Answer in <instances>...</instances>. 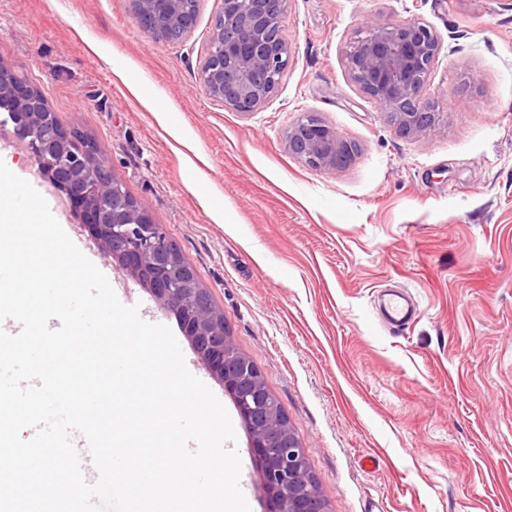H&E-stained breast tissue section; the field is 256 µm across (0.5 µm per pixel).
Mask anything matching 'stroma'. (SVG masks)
I'll use <instances>...</instances> for the list:
<instances>
[{
	"label": "stroma",
	"instance_id": "1",
	"mask_svg": "<svg viewBox=\"0 0 512 512\" xmlns=\"http://www.w3.org/2000/svg\"><path fill=\"white\" fill-rule=\"evenodd\" d=\"M215 12L201 0L188 36L156 43L127 0H0V68L164 225L287 414L329 512H512V0H288V68L248 116L198 81ZM373 18H418L440 39L426 133L401 135L350 76L346 52ZM307 112L356 145L348 166L315 171L286 149ZM84 251L123 304L155 310L228 408L263 512L223 384L147 289ZM387 288L419 305L396 331L379 320Z\"/></svg>",
	"mask_w": 512,
	"mask_h": 512
}]
</instances>
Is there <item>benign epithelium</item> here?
<instances>
[{
  "instance_id": "1",
  "label": "benign epithelium",
  "mask_w": 512,
  "mask_h": 512,
  "mask_svg": "<svg viewBox=\"0 0 512 512\" xmlns=\"http://www.w3.org/2000/svg\"><path fill=\"white\" fill-rule=\"evenodd\" d=\"M196 0H129L137 26L158 42L193 30ZM218 10L200 85L211 98L242 115L257 111L278 89L288 68L290 47L284 36L288 0H217ZM367 53L347 54L352 79L386 111L406 136L421 134L436 122L419 111L427 76L439 52L436 32L420 19L366 22L358 31ZM37 91L24 81L0 75V100L15 105L16 132L39 174L58 193L66 210L82 222L90 239L142 284L158 306L184 316L182 329L204 367L224 384L248 435V453L265 493V512H327L301 444L287 416L258 376L249 374L226 341L207 291L167 237L153 233V221L125 195L101 149L84 145L83 168L69 157L78 137L62 123L38 134L47 117L34 107ZM288 151L313 170H336L350 162L356 145L342 139L316 114L308 112L289 126Z\"/></svg>"
}]
</instances>
